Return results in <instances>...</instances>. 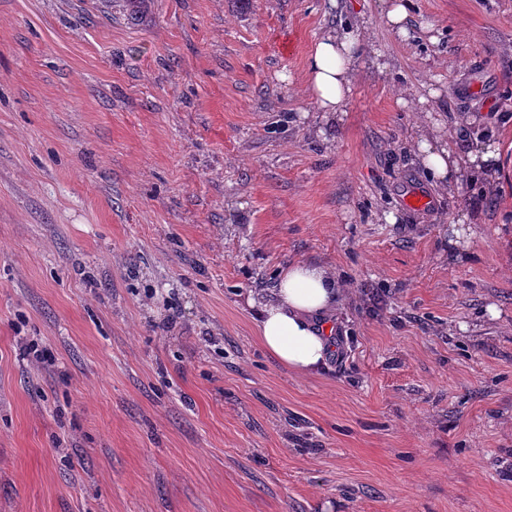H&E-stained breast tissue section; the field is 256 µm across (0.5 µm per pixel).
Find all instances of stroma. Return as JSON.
<instances>
[{
    "mask_svg": "<svg viewBox=\"0 0 512 512\" xmlns=\"http://www.w3.org/2000/svg\"><path fill=\"white\" fill-rule=\"evenodd\" d=\"M406 2L0 0V512H512V0ZM301 260L348 290L312 375L243 304ZM355 39L328 32L314 44L308 58V76L318 112L327 122L344 114L351 98L349 76ZM418 151L426 154L424 162L434 176L443 181L444 185H454L461 169L474 167L476 170H490L492 163L499 157L497 148L487 145L481 149L468 150L466 153L449 150L448 144L430 142L426 138L418 143ZM447 177L448 183L445 181Z\"/></svg>",
    "mask_w": 512,
    "mask_h": 512,
    "instance_id": "1",
    "label": "stroma"
}]
</instances>
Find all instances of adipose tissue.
I'll return each mask as SVG.
<instances>
[{"label":"adipose tissue","mask_w":512,"mask_h":512,"mask_svg":"<svg viewBox=\"0 0 512 512\" xmlns=\"http://www.w3.org/2000/svg\"><path fill=\"white\" fill-rule=\"evenodd\" d=\"M355 40L329 32L314 44L308 58V76L318 112L324 120L344 114L352 93L349 76ZM418 149L434 176L446 179L461 169L489 170L499 157L497 148L485 146L467 152L447 144L420 141ZM345 294L335 273L318 263L292 264L277 283L274 300L248 296L264 348L289 369L313 374L325 366L334 350L330 316Z\"/></svg>","instance_id":"adipose-tissue-1"}]
</instances>
